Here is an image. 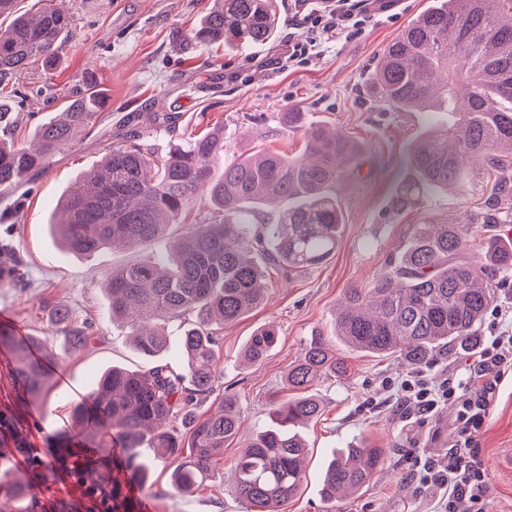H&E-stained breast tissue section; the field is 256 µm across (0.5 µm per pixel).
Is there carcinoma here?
I'll return each instance as SVG.
<instances>
[{
  "instance_id": "obj_1",
  "label": "carcinoma",
  "mask_w": 512,
  "mask_h": 512,
  "mask_svg": "<svg viewBox=\"0 0 512 512\" xmlns=\"http://www.w3.org/2000/svg\"><path fill=\"white\" fill-rule=\"evenodd\" d=\"M15 0H0V16L13 15L0 28V81L23 71L33 60L55 66L72 19L53 7L35 18L14 13ZM273 0H219L188 35L200 46L266 44L274 36ZM462 15L469 25L456 28ZM372 82L396 112H446L448 123L433 125L410 146L408 172L398 181L392 206L398 213L427 195L454 189L467 192L469 167L483 165L494 175L491 208L512 200V0H436L381 52ZM105 101L93 76L68 99L62 117L43 123L34 144H14L5 135L12 104L0 99V187L22 183L46 167L73 132L95 122ZM284 125L304 129L305 152L290 157L258 151L224 162V132L215 130L160 154L131 134L108 147L86 175V184L66 191L51 230L60 248L73 255L101 249L139 248L161 238L167 227L199 195L210 211L198 215L190 231L155 262L112 270L107 277V316L120 325L136 350L154 360L145 370L112 367L98 377L90 394L97 414L112 423L125 458L145 482L141 449L158 459L177 461L172 486L190 493L208 472L224 444L241 427L235 395L223 394L205 418L195 409L216 390L224 326L259 306L264 298L263 267L256 253L273 245L267 261L304 268L335 251L343 224L336 183L360 158L349 136L328 134L303 122L302 113H283ZM284 208L272 222L258 223L263 209ZM473 226L425 219L400 260L366 288H349L334 320V336L357 352L399 358L411 366L429 361L477 335L493 300V282L512 274V246L488 240L485 262L463 256ZM179 322L181 374L157 360L168 349L163 322ZM71 347L90 346L94 337L71 328ZM278 340L275 326L254 331L242 357L255 364ZM36 342V339H31ZM29 342V343H31ZM29 343L0 334L10 345L24 396L46 400L52 393L41 361L28 355ZM346 370L330 338L312 341L288 368L293 395L270 403L269 422L244 443L234 462V487L247 512H282L303 486L307 448L300 428L318 420L319 401L308 390L320 379ZM186 433H180L174 420ZM384 457V449L359 444L335 451L326 465L321 494L327 501L362 491ZM34 490L6 468L0 470V500L25 512Z\"/></svg>"
}]
</instances>
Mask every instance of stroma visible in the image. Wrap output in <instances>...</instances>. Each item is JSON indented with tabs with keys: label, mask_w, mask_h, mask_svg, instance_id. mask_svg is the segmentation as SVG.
<instances>
[{
	"label": "stroma",
	"mask_w": 512,
	"mask_h": 512,
	"mask_svg": "<svg viewBox=\"0 0 512 512\" xmlns=\"http://www.w3.org/2000/svg\"><path fill=\"white\" fill-rule=\"evenodd\" d=\"M278 28L268 44L192 45L187 35L199 25L213 0H62L73 19L70 38L55 69L33 63L0 81V98L12 100V137L26 145L42 123L53 118L67 96L94 75L106 96L95 124L56 153L48 166L20 187L0 188V313L25 326L56 355L70 384L54 388L47 403L20 405L11 348H0V464L13 467L18 443L39 449L44 460L59 455L86 464L83 478L98 493L75 491L71 481L32 466L28 480L36 489L29 512H99L100 499L120 486L121 512H140L137 491H145L156 512H244L232 484L234 458L244 439L268 419L273 397L285 396V374L312 339L330 336L346 289L363 286L399 259L402 247L421 218L440 221L480 219L488 206L490 183L473 175L467 194L435 193L402 214L391 208L395 184L406 173L410 145L443 113L394 112L366 86L378 53L433 0H390L362 31L337 44H323L307 60L288 59L291 43L311 37L298 27L293 0H275ZM286 112L346 132L362 148V161L337 185L343 226L336 252L325 262L288 270L266 265L268 288L263 303L226 325L218 365L219 385L239 400L243 425L237 440L224 446L193 492L172 489L174 465L153 460L150 480L141 483L124 457H112L119 439L111 424L86 411L84 427L72 421V408L86 402L95 380L109 367L136 370L148 359L128 343L124 331L106 318L102 285L116 267L152 257L149 249H104L88 256L64 255L49 229L62 193L82 172L96 165L110 143L131 130L148 136L159 151L187 143L213 128L224 130L225 160L268 147L302 153L300 132L284 129ZM176 116L168 127L160 114ZM70 310L69 326L88 329L95 341L77 350L64 341L63 326L51 312ZM275 325L279 338L260 363L245 366L240 353L261 326ZM346 373L324 379L311 392L323 407L317 423L304 428L310 458L302 490L283 512H431L433 499L406 472L420 458L447 451L455 426L452 410L419 418L401 411L395 397L410 368L394 358L350 352L338 347ZM471 349L441 352L421 369L430 382L461 380ZM93 439H85L84 430ZM358 440L385 449L381 469L360 494L328 502L320 494L323 468L337 448ZM478 456L487 473V512H512V375L507 376L480 436Z\"/></svg>",
	"instance_id": "stroma-1"
}]
</instances>
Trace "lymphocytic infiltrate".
<instances>
[{
    "label": "lymphocytic infiltrate",
    "mask_w": 512,
    "mask_h": 512,
    "mask_svg": "<svg viewBox=\"0 0 512 512\" xmlns=\"http://www.w3.org/2000/svg\"><path fill=\"white\" fill-rule=\"evenodd\" d=\"M378 0H331L329 5L310 10L300 26L320 28L325 41L360 31ZM512 371V332L502 331L482 345L467 376L458 382L433 385L420 371H413L401 384V408L430 414L448 406L455 410L460 428L453 451L425 459L411 472V478L436 496L435 512H485L488 482L483 465L474 450L479 445L483 425L498 394L506 372ZM470 449L469 459L456 451Z\"/></svg>",
    "instance_id": "1"
}]
</instances>
